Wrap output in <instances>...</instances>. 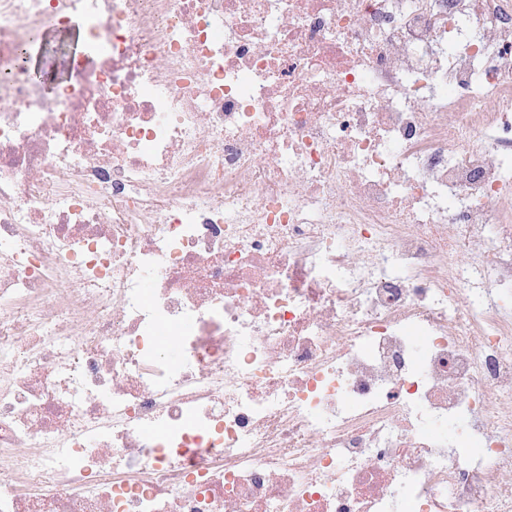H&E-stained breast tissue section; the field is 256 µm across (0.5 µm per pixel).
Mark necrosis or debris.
<instances>
[{
	"label": "necrosis or debris",
	"mask_w": 512,
	"mask_h": 512,
	"mask_svg": "<svg viewBox=\"0 0 512 512\" xmlns=\"http://www.w3.org/2000/svg\"><path fill=\"white\" fill-rule=\"evenodd\" d=\"M0 512H512V0H0Z\"/></svg>",
	"instance_id": "4bbe7bcc"
}]
</instances>
